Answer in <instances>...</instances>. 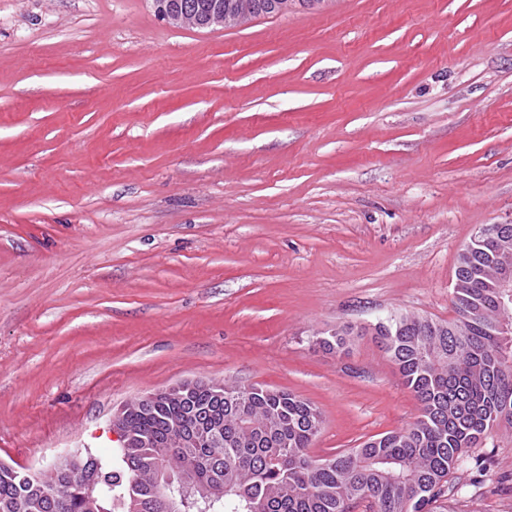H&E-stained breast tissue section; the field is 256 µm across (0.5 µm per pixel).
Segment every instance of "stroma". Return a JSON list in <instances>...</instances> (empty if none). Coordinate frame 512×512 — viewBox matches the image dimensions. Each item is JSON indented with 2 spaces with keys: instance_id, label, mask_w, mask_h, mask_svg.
<instances>
[{
  "instance_id": "35a3bbf8",
  "label": "stroma",
  "mask_w": 512,
  "mask_h": 512,
  "mask_svg": "<svg viewBox=\"0 0 512 512\" xmlns=\"http://www.w3.org/2000/svg\"><path fill=\"white\" fill-rule=\"evenodd\" d=\"M487 224H512V0L214 30L0 0V460L111 459L122 406L186 381L310 401L317 458L407 427L371 327L455 318ZM468 455L487 472L448 508L512 512V430Z\"/></svg>"
}]
</instances>
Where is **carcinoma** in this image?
Returning <instances> with one entry per match:
<instances>
[{
    "label": "carcinoma",
    "instance_id": "carcinoma-1",
    "mask_svg": "<svg viewBox=\"0 0 512 512\" xmlns=\"http://www.w3.org/2000/svg\"><path fill=\"white\" fill-rule=\"evenodd\" d=\"M331 0H150L169 25L234 28L259 17ZM498 246L476 240L454 271L455 320L393 314L379 321V343L422 404L412 425L327 458L309 454L321 412L278 390L197 381L179 398L159 394L127 403L115 419L128 437L115 465L75 454L68 466L28 473L0 461V512H437L453 496L449 478L463 455L502 422L512 425V345L499 335L504 309L495 283ZM354 328L320 340L343 350ZM196 433L195 448L181 436ZM194 471L197 483L180 488Z\"/></svg>",
    "mask_w": 512,
    "mask_h": 512
}]
</instances>
